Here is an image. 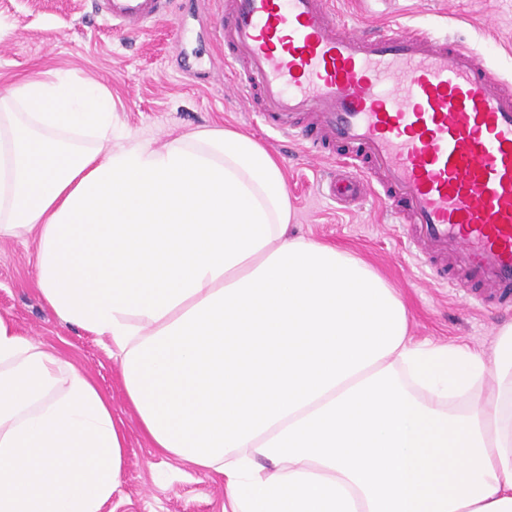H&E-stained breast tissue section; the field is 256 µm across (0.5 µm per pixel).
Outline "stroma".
Wrapping results in <instances>:
<instances>
[{"label": "stroma", "mask_w": 512, "mask_h": 512, "mask_svg": "<svg viewBox=\"0 0 512 512\" xmlns=\"http://www.w3.org/2000/svg\"><path fill=\"white\" fill-rule=\"evenodd\" d=\"M174 14L141 32L114 31L96 0H0V94L22 78L63 73L112 94L116 131L157 142L175 130L230 127L246 132L280 159L300 234L351 251L400 292L414 340L488 347L512 310L474 306L464 289L428 275L406 232L382 223V202L369 196L344 205L322 185L341 156L303 158L301 141L267 131L224 67L210 0H175ZM352 27L400 22L464 43L512 84V0H335ZM36 244L0 240V316L19 331L84 369L112 400L126 448L122 481L102 512H224V478L153 448L127 402L118 364L104 339L61 322L35 279Z\"/></svg>", "instance_id": "35a3bbf8"}]
</instances>
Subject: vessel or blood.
Listing matches in <instances>:
<instances>
[{
    "label": "vessel or blood",
    "instance_id": "b4317fda",
    "mask_svg": "<svg viewBox=\"0 0 512 512\" xmlns=\"http://www.w3.org/2000/svg\"><path fill=\"white\" fill-rule=\"evenodd\" d=\"M113 27L143 30L173 0H102ZM224 63L271 129L293 134L311 115L309 154L340 144L379 181L346 176V203L383 193L394 223L412 225L419 255L452 259L483 289L480 304L512 305V87L458 42L416 26L342 23L334 0H228L217 8Z\"/></svg>",
    "mask_w": 512,
    "mask_h": 512
}]
</instances>
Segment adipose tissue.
<instances>
[{
    "mask_svg": "<svg viewBox=\"0 0 512 512\" xmlns=\"http://www.w3.org/2000/svg\"><path fill=\"white\" fill-rule=\"evenodd\" d=\"M70 77L0 97V240L106 338L143 432L231 512H512V322L414 341L395 288L292 233L280 162L231 128L115 135ZM125 440L92 379L0 317V512H102Z\"/></svg>",
    "mask_w": 512,
    "mask_h": 512,
    "instance_id": "1",
    "label": "adipose tissue"
}]
</instances>
